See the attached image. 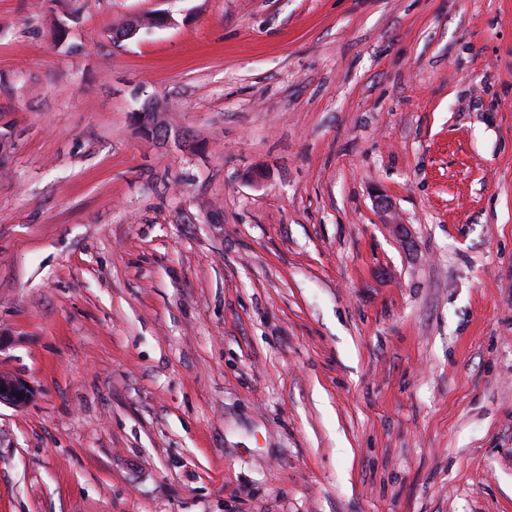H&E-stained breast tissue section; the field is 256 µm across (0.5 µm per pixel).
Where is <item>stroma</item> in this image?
Instances as JSON below:
<instances>
[{
  "label": "stroma",
  "instance_id": "35a3bbf8",
  "mask_svg": "<svg viewBox=\"0 0 512 512\" xmlns=\"http://www.w3.org/2000/svg\"><path fill=\"white\" fill-rule=\"evenodd\" d=\"M80 5L0 0V512H512V0ZM2 387L6 391H2ZM18 394H21L20 399H17ZM33 398L34 390L30 383L12 374L0 373V405L24 408Z\"/></svg>",
  "mask_w": 512,
  "mask_h": 512
}]
</instances>
